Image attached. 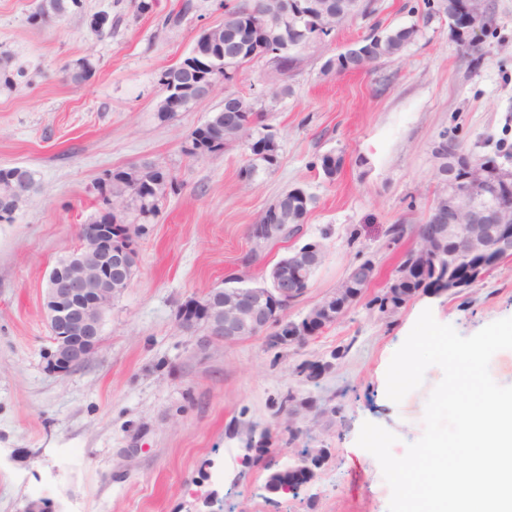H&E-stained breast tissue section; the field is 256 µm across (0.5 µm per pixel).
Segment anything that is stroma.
<instances>
[{
  "mask_svg": "<svg viewBox=\"0 0 512 512\" xmlns=\"http://www.w3.org/2000/svg\"><path fill=\"white\" fill-rule=\"evenodd\" d=\"M40 0H0V168L36 171L38 186L0 222V512L47 498L60 512H388L391 489L376 458L356 443L364 422L397 437L403 456L424 431L426 401L442 371L429 367L401 403L386 396V371L418 317L464 337L512 317V259L474 287L417 297L388 320L367 305L381 294L439 190L433 145L442 134L490 154L512 144V0H489L484 58L472 65L445 15L425 0H375L374 12L338 28L301 54L283 77L265 58L233 83L177 113L158 115L160 77L193 47L200 29L223 23L242 0H82V9L32 21ZM109 13L96 35L91 16ZM180 14L175 24L166 23ZM418 25L396 57L359 71L323 73L331 56L373 30ZM90 57L80 85L67 63ZM237 93L267 114L278 162L241 170L252 156L239 142L215 157L184 150L188 133ZM341 156L333 180L323 155ZM150 164L178 184L158 213L140 219L129 288L104 316L101 345L65 377L45 370L50 329L43 296L51 269L78 243L98 205V182L113 170ZM313 196L300 238L256 244L251 226L286 190ZM407 227L399 241L386 231ZM318 240L325 258L305 295L303 316L333 291L350 264L372 260L365 300L320 336L291 347L268 335L201 346L177 311L242 276L265 283L299 242ZM305 363L318 376L297 375ZM294 403H287V396ZM323 461L296 494L270 493L271 473L301 454Z\"/></svg>",
  "mask_w": 512,
  "mask_h": 512,
  "instance_id": "obj_1",
  "label": "stroma"
}]
</instances>
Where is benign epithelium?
Wrapping results in <instances>:
<instances>
[{
    "label": "benign epithelium",
    "instance_id": "1",
    "mask_svg": "<svg viewBox=\"0 0 512 512\" xmlns=\"http://www.w3.org/2000/svg\"><path fill=\"white\" fill-rule=\"evenodd\" d=\"M485 0H460L456 14L448 17L459 39L465 40L484 27ZM311 0H296L288 14L279 52L296 56L297 35L309 22L317 25L310 38L324 43L333 30L317 21ZM224 58L208 64L212 75L190 88L183 84L165 87L172 111L207 99L220 81L217 72ZM441 160L442 190L428 210L417 250L432 259L437 287L452 295L485 278L501 261L512 257V159L475 155L454 141L434 148ZM31 184L22 170L0 179V206L17 210L30 198ZM300 231L293 224L271 219L252 227L260 243ZM79 243L68 258L49 274L43 308L51 345L44 358L47 371L66 376L81 366L101 343V323L114 297L129 287L137 264L135 231L124 225L114 235L98 224L81 225ZM320 242L309 241L292 249L279 262L263 286L213 287L202 301L184 310L185 330L202 329L201 343L233 344L273 330L270 341L292 346L319 335L339 322L368 288L374 269L362 262L349 265L343 287L325 296L303 317H288V307L307 291L323 262Z\"/></svg>",
    "mask_w": 512,
    "mask_h": 512
}]
</instances>
